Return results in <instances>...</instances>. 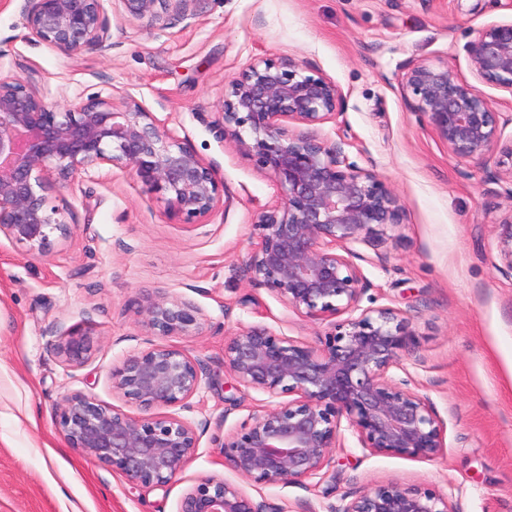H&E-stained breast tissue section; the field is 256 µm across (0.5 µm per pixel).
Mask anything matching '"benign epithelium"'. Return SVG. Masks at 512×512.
<instances>
[{"mask_svg":"<svg viewBox=\"0 0 512 512\" xmlns=\"http://www.w3.org/2000/svg\"><path fill=\"white\" fill-rule=\"evenodd\" d=\"M27 38L66 58L101 51L111 40L104 0H19ZM115 19L159 31L170 20L198 16L203 0H115ZM476 78L512 93V21L477 32L467 45ZM408 107L423 116L456 157L495 164L512 183V124L483 92L448 64L408 62L400 79ZM214 128L280 188V202L258 212L256 242L244 259L247 285L265 288L311 324L324 327L313 343L264 325L224 339V369L244 391L267 396L233 428L216 423L212 436L224 464L252 485H305L336 478L333 451L347 421L373 454L432 460L445 448L444 428L428 398L412 388L402 358L414 336L409 318L391 306H362L370 288L353 243L370 244L382 227L404 223L405 211L375 173L349 162L345 142L321 137L344 98L336 85L289 57L260 58L239 71L219 101ZM109 165L129 172L145 193L167 195L170 211L205 224L225 205L224 181L166 121L134 100L117 107L92 95L59 108L28 81L0 74V236L41 256L72 237L50 197L76 176ZM498 271L512 277V213L497 222ZM138 324L149 336L191 339L206 329L194 301L146 291ZM91 328L70 326L54 344L70 367L92 354ZM204 365L189 353L153 344L112 367V391L128 406L106 404L84 391L53 404L56 429L68 447L118 473L130 488H164L178 480L198 448L197 426L171 412L192 409ZM329 512H454L448 493L375 481ZM178 512H285L254 501L235 482L201 476L184 491Z\"/></svg>","mask_w":512,"mask_h":512,"instance_id":"obj_1","label":"benign epithelium"}]
</instances>
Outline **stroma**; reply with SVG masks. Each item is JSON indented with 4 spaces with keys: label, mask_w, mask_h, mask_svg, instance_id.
I'll return each instance as SVG.
<instances>
[{
    "label": "stroma",
    "mask_w": 512,
    "mask_h": 512,
    "mask_svg": "<svg viewBox=\"0 0 512 512\" xmlns=\"http://www.w3.org/2000/svg\"><path fill=\"white\" fill-rule=\"evenodd\" d=\"M510 21L512 0H204L192 24L161 32L129 20L113 30L111 49L67 59L28 41L17 4L1 8L0 71L62 106L95 94L133 98L217 166L226 207L208 223H185L165 195L143 193L130 174L104 165L54 197L76 226L49 256L0 238V512H178L197 477L235 480L211 425L233 426L264 396L237 389L224 368L225 336L256 324L307 342L316 332L266 290L247 287L253 217L276 204L278 188L212 129L232 77L255 59L283 55L336 84L343 113L321 136L346 137L350 161L376 173L406 209L404 223L353 249L370 297L411 321L403 366L442 420L446 448L433 460L378 455L346 428L333 453L334 493L251 485L249 496L286 512H327L371 482L392 480L447 491L454 512H512V278L498 271L496 249L512 184L453 156L398 88L412 60L447 63L474 81L467 43L482 27ZM154 288L192 299L208 328L176 342L204 362L187 414L201 428L198 448L180 481L146 492L68 448L52 406L75 390L117 404L113 365L150 343L131 302ZM81 321L94 330L93 353L69 368L53 345Z\"/></svg>",
    "instance_id": "stroma-1"
}]
</instances>
